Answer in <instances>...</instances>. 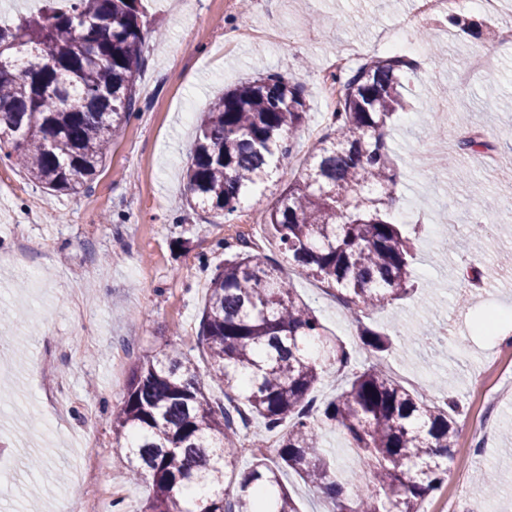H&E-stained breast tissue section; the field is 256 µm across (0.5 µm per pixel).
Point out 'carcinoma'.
Wrapping results in <instances>:
<instances>
[{"label":"carcinoma","instance_id":"carcinoma-1","mask_svg":"<svg viewBox=\"0 0 512 512\" xmlns=\"http://www.w3.org/2000/svg\"><path fill=\"white\" fill-rule=\"evenodd\" d=\"M40 2L35 13L0 21V152L48 193L76 192L138 110L147 21L141 0ZM415 70L390 52L332 75V134L265 215L288 264L327 284L357 317L410 292L412 245L391 213L401 172L387 137ZM307 114L303 86L279 73L211 102L184 168L190 208L213 224L233 214L291 154ZM216 247L224 263L209 277L198 330L205 366L171 345L143 356L112 414L127 473L149 488L142 512H299L282 482L288 469L326 497L330 512H420L448 480L457 405L409 391L376 363L351 366L280 266L245 240ZM360 334L375 353L391 347L382 331L363 326ZM344 370L336 397L316 403L315 387ZM209 382L224 403L212 400ZM253 418L262 431L252 447L273 438L275 456L253 454L241 475L246 448L236 424ZM325 428L341 432L356 456L344 476L322 446Z\"/></svg>","mask_w":512,"mask_h":512}]
</instances>
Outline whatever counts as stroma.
Returning a JSON list of instances; mask_svg holds the SVG:
<instances>
[{
    "mask_svg": "<svg viewBox=\"0 0 512 512\" xmlns=\"http://www.w3.org/2000/svg\"><path fill=\"white\" fill-rule=\"evenodd\" d=\"M149 33L145 63L136 78L140 110L116 137L104 169L89 188L47 196L21 169L12 176L24 192L0 186V512H65L74 480L96 459L94 488L111 492L124 512H139L148 491L126 481V450L112 433L111 413L121 405L130 370L144 354L169 344L196 361L206 295L207 268L223 262L216 243L242 235L241 216L213 224L188 208L182 170L201 112L240 81L277 72L299 82L308 118L294 137L288 180L302 166L328 124L323 83L338 53L349 68L385 53V39L414 8L413 0H144ZM468 31L410 29L406 56L417 64L388 143L402 172L398 209L401 229L413 242V289L385 309L348 318L335 297L310 278L292 275L298 294L357 360L380 363L392 379L424 390L436 402L456 400V451H465L478 415L482 388L498 390L493 440L471 454L467 471L428 496L420 512H512V370L496 375L494 363H512V344L478 332L475 320L498 309L512 331V214L498 213L495 226L470 194L484 187L488 201L512 194V46L501 45L498 28L512 23V0L486 11L464 0L458 11ZM277 29L280 40H239V30ZM440 48L432 57V48ZM496 55L492 76L458 74L478 53ZM433 112L453 115L445 158L451 166L432 183L413 156L427 140ZM487 142L496 165L460 155L458 141ZM451 232L457 246L443 252L439 239ZM479 267L484 295L472 294L463 265ZM392 338L376 353L359 336L361 325ZM46 461L32 469L27 459ZM493 470L501 487L487 498L472 479Z\"/></svg>",
    "mask_w": 512,
    "mask_h": 512,
    "instance_id": "obj_1",
    "label": "stroma"
}]
</instances>
